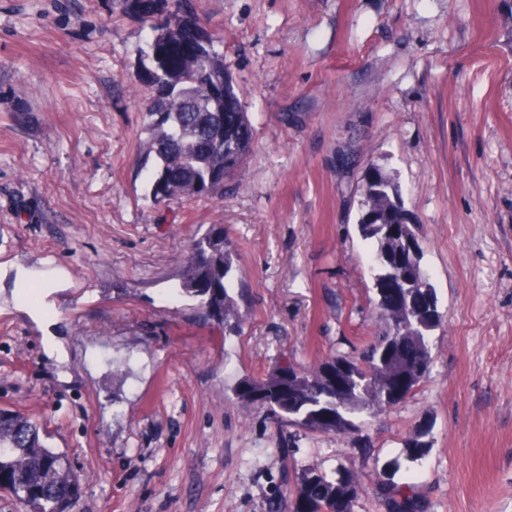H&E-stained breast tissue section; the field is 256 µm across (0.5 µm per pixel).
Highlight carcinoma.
Returning <instances> with one entry per match:
<instances>
[{"instance_id":"cac0c4a2","label":"carcinoma","mask_w":512,"mask_h":512,"mask_svg":"<svg viewBox=\"0 0 512 512\" xmlns=\"http://www.w3.org/2000/svg\"><path fill=\"white\" fill-rule=\"evenodd\" d=\"M140 14L154 32L150 68L152 93L145 118L151 136L145 144L155 159L153 199L224 197V186L241 172L252 145V127L224 54L214 48L196 16L171 11L168 0H120ZM358 230L369 246L378 294L377 329L355 357L333 354L314 366H279L260 381L241 380L235 388L242 408L262 405L274 416L288 442L295 430L350 437L360 418L406 399L430 371L431 335L440 325L430 275L421 265V246L396 179L371 168L360 203ZM232 256L223 227L189 245L175 292L196 301L198 317L236 327L237 298L230 278ZM406 349L422 359L402 364ZM430 427L405 441L403 460L390 463L403 471L399 483L381 475L377 495L385 512H426L417 494L416 474L403 463L426 455ZM282 487L292 512H352L362 486L337 469H297L284 474ZM0 492L28 507V512H70L80 494V480L68 455L48 445L33 418L0 408Z\"/></svg>"}]
</instances>
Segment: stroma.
<instances>
[{"label": "stroma", "instance_id": "stroma-1", "mask_svg": "<svg viewBox=\"0 0 512 512\" xmlns=\"http://www.w3.org/2000/svg\"><path fill=\"white\" fill-rule=\"evenodd\" d=\"M189 7L253 128L241 184L154 202L150 51L112 0H0V407L34 417L81 474L72 512H286L283 471L355 474L384 512L414 463L427 512H512V0H169ZM400 183L442 323L429 377L349 438L281 450L234 388L374 334L359 200ZM224 228L239 329L172 295ZM430 434V427L425 426L414 437L405 441L403 449V460L407 463H414L422 459L431 448V442L425 440Z\"/></svg>", "mask_w": 512, "mask_h": 512}]
</instances>
